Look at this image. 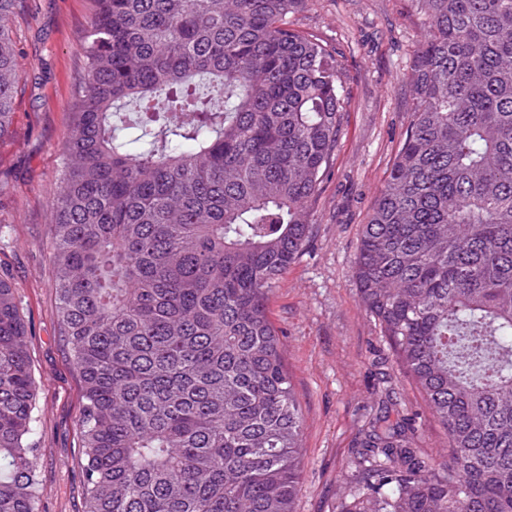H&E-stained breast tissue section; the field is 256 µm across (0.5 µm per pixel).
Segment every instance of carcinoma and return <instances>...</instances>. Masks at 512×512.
<instances>
[{
  "mask_svg": "<svg viewBox=\"0 0 512 512\" xmlns=\"http://www.w3.org/2000/svg\"><path fill=\"white\" fill-rule=\"evenodd\" d=\"M303 0H94L51 200L84 512H295L302 415L268 316L341 132ZM411 120L353 273L448 434L375 417L336 512H512V0H411ZM0 0V139L19 52ZM0 276V512H37V382Z\"/></svg>",
  "mask_w": 512,
  "mask_h": 512,
  "instance_id": "cac0c4a2",
  "label": "carcinoma"
}]
</instances>
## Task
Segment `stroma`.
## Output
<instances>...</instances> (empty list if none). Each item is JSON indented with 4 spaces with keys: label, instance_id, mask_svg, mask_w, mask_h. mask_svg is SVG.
<instances>
[{
    "label": "stroma",
    "instance_id": "stroma-1",
    "mask_svg": "<svg viewBox=\"0 0 512 512\" xmlns=\"http://www.w3.org/2000/svg\"><path fill=\"white\" fill-rule=\"evenodd\" d=\"M93 0H25L10 21L25 75L12 133L0 140V275L28 326L38 384L37 512H82L79 418L83 388L60 334L50 260V202L77 103L78 52ZM291 26L335 53L344 101L336 151L314 205L310 242L274 284L269 314L300 405L302 478L297 512H336L354 451L382 391L415 419L416 448L445 462L448 437L361 304L352 266L410 120L414 55L425 29L408 0H305Z\"/></svg>",
    "mask_w": 512,
    "mask_h": 512
}]
</instances>
